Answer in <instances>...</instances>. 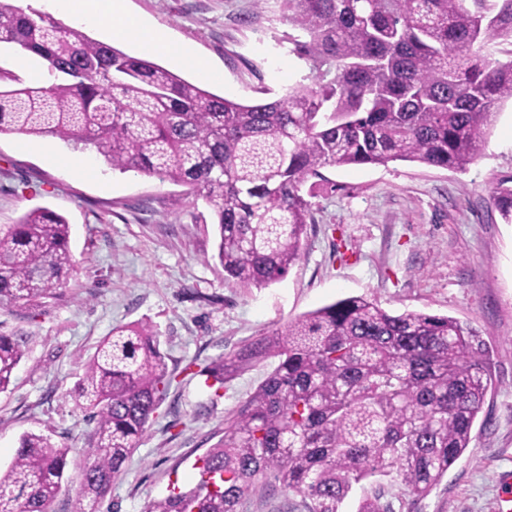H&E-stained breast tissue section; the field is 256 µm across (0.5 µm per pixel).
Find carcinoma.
<instances>
[{
    "instance_id": "cac0c4a2",
    "label": "carcinoma",
    "mask_w": 512,
    "mask_h": 512,
    "mask_svg": "<svg viewBox=\"0 0 512 512\" xmlns=\"http://www.w3.org/2000/svg\"><path fill=\"white\" fill-rule=\"evenodd\" d=\"M308 83L239 103L161 65L0 4V43L47 62L49 82L0 66V133L93 149L114 169L186 187L217 226L214 259L245 288L283 280L312 222L304 188L327 166L418 162L462 172L499 105L512 102V0H280ZM507 60H501V57ZM492 201L512 224V186ZM70 224L40 209L0 226V306L34 305L74 269ZM26 337L0 335V392ZM277 365L224 417L198 482L146 512H240L273 477L307 512H340L372 478L427 495L462 456L493 385L488 348L459 320L394 314L365 296L304 313L206 366L223 384ZM171 376L158 333L119 326L100 341L73 397L94 422L72 512H100ZM68 449L25 434L0 471V512H49ZM376 493L357 512H393Z\"/></svg>"
}]
</instances>
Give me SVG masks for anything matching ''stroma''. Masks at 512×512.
<instances>
[{
  "instance_id": "stroma-1",
  "label": "stroma",
  "mask_w": 512,
  "mask_h": 512,
  "mask_svg": "<svg viewBox=\"0 0 512 512\" xmlns=\"http://www.w3.org/2000/svg\"><path fill=\"white\" fill-rule=\"evenodd\" d=\"M145 19L189 43L186 61L161 66L211 93L243 103L280 98L307 72L288 52L279 0H127ZM224 79L205 78L198 62ZM50 144L51 154L41 145ZM94 172L78 173L79 160ZM299 261L282 281L242 288L212 255L215 227L204 201L182 186L119 172L92 150L53 138L0 134V225L46 208L70 225L75 260L61 294L0 308V333L28 339L9 389L0 393V467L23 434L66 448L69 479L50 512H71L83 448L92 429L71 394L98 342L130 323L159 334L173 379L138 448L104 499L102 512H146L151 500L198 480L196 460L215 444L224 417L276 366L268 359L221 386L203 368L272 325L351 295L393 313L424 311L469 324L488 344L493 386L469 447L424 497L403 485L367 481L344 502L382 492L394 512H495L496 475L512 470V224L491 194L512 179V105L503 104L467 171L417 162L322 169Z\"/></svg>"
}]
</instances>
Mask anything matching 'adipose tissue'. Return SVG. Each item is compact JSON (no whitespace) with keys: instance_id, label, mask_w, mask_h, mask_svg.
Returning <instances> with one entry per match:
<instances>
[{"instance_id":"adipose-tissue-1","label":"adipose tissue","mask_w":512,"mask_h":512,"mask_svg":"<svg viewBox=\"0 0 512 512\" xmlns=\"http://www.w3.org/2000/svg\"><path fill=\"white\" fill-rule=\"evenodd\" d=\"M54 8L73 15L83 25H107L112 34L135 39L148 56L189 57L188 46L174 41L151 23L130 18L125 0H51Z\"/></svg>"}]
</instances>
